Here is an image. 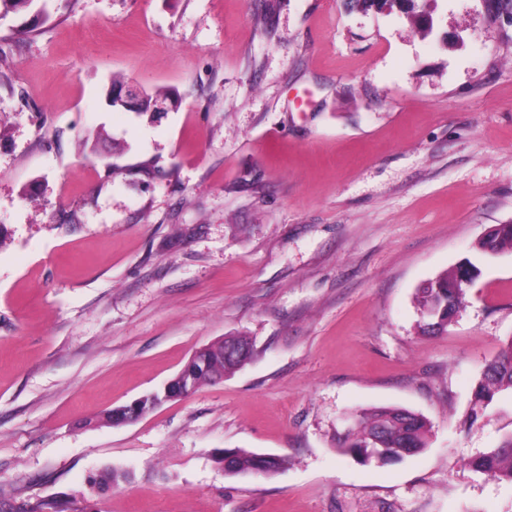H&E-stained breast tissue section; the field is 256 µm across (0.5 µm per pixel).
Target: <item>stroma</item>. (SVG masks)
Masks as SVG:
<instances>
[{"label":"stroma","mask_w":512,"mask_h":512,"mask_svg":"<svg viewBox=\"0 0 512 512\" xmlns=\"http://www.w3.org/2000/svg\"><path fill=\"white\" fill-rule=\"evenodd\" d=\"M167 112L111 106L114 82ZM512 18L495 0H31L0 12V500L76 512H512L469 462L512 338ZM480 270L441 332L415 293ZM252 361L136 422L200 347ZM395 407L427 448L363 464L347 417ZM477 421H470V414ZM284 456L226 475L217 450ZM130 471L90 492L88 475ZM505 250L512 252V224H497L474 245V251L485 257H495ZM506 391L512 392V339L497 357L485 364L475 389V404L487 407ZM150 395H147L144 400L140 402L138 412L136 408L139 400L132 402L130 405L115 408L114 413L112 410L108 411L104 415V419L106 422L112 424H123L136 421L139 418L138 413L142 416L152 410L155 406L153 398H151Z\"/></svg>","instance_id":"1"}]
</instances>
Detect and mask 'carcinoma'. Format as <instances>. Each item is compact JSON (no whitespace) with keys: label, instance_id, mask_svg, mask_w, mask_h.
<instances>
[{"label":"carcinoma","instance_id":"carcinoma-1","mask_svg":"<svg viewBox=\"0 0 512 512\" xmlns=\"http://www.w3.org/2000/svg\"><path fill=\"white\" fill-rule=\"evenodd\" d=\"M512 252V224H497L474 245V251L485 257ZM478 269L472 264L446 271L428 280L416 291L415 302L420 314V328L425 333L442 331L460 312L466 288L476 278ZM255 348L245 336H226L224 342L210 347L198 363L187 365L183 372L192 374L193 388L227 375L237 366H245L254 356ZM512 392V339L500 354L487 362L475 389V404L486 407L501 393ZM430 424L422 416L406 409L382 407L360 411L347 417L346 432L338 437L336 448L364 463L392 464L428 444ZM215 462L235 475L264 473L257 453L238 448L228 456L219 451ZM471 468L498 480L512 483V437L499 447L469 462ZM128 479V474L113 469L87 480L91 490H99ZM68 506L55 497L39 502L29 510L23 506L16 512H67Z\"/></svg>","mask_w":512,"mask_h":512}]
</instances>
